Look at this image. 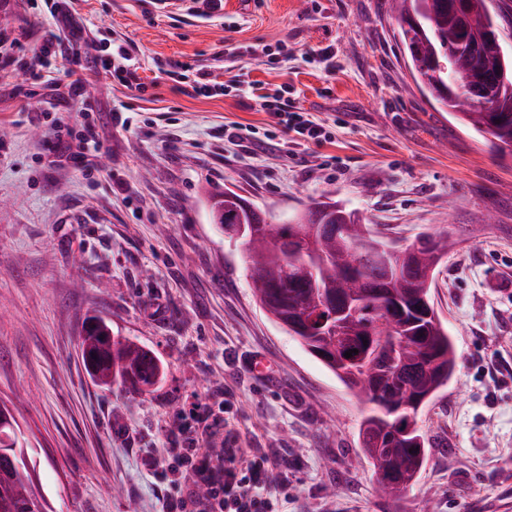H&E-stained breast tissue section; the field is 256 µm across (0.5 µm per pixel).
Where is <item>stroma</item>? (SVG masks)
Returning a JSON list of instances; mask_svg holds the SVG:
<instances>
[{"label":"stroma","mask_w":512,"mask_h":512,"mask_svg":"<svg viewBox=\"0 0 512 512\" xmlns=\"http://www.w3.org/2000/svg\"><path fill=\"white\" fill-rule=\"evenodd\" d=\"M75 8L99 46L71 52L93 73L85 93L49 112L44 86L0 69L27 103L0 100V399L23 398L14 415L53 512H166L176 492L148 457L175 447L170 424L195 398L211 407L200 447L287 455L279 512H512V152L414 85L387 0H223L219 21L166 17L158 0ZM31 27L56 33L46 0H0L1 31ZM118 35L140 50V89L102 67ZM228 40L286 41L287 66L254 62L251 78L288 85L330 139L287 144L247 97L190 95L165 76L176 59L231 79L218 60ZM327 45L331 72L309 57ZM233 122L273 147L225 145ZM88 123L99 132L92 180L51 135ZM226 186L280 223L330 191L384 241L443 229L457 239L433 288L457 377L422 414L431 448L401 498L378 494L360 455L363 404L257 305L241 248L203 197ZM88 315L160 359L150 391L91 380L78 345Z\"/></svg>","instance_id":"obj_1"}]
</instances>
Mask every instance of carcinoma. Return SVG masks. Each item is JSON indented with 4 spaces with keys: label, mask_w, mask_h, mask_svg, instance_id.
<instances>
[{
    "label": "carcinoma",
    "mask_w": 512,
    "mask_h": 512,
    "mask_svg": "<svg viewBox=\"0 0 512 512\" xmlns=\"http://www.w3.org/2000/svg\"><path fill=\"white\" fill-rule=\"evenodd\" d=\"M398 5L399 41L407 65L420 90L438 91L448 87L468 92L467 69L483 64L487 70L506 73L507 82L497 85L501 111L491 112L481 102L466 111L439 100L444 112L473 129L492 148L512 150V55L504 53L499 39L489 37L498 29L487 0H466L464 15L448 6V0H389ZM479 47L482 58L471 56V46ZM334 207L338 216L319 219L318 208ZM347 212L333 199L319 201L302 211V218L322 224L341 223ZM377 241L370 226L357 217L344 235H326L321 242L323 265L308 256L276 251L264 238L242 240L243 256L256 301L274 322L284 328L312 356L350 389L367 410L359 425L361 453L374 469L375 479H386L405 487L412 485L427 458V431L420 411L454 377L458 355L454 336L431 301L435 274L448 256L452 235L440 231L409 245H398L389 259V269L367 265L362 275L367 295L359 298L358 322L371 324L389 305L401 309V320L411 336L402 347L404 368L397 371L382 360L377 364L379 392L367 391L361 372L352 370L348 360H358L364 351L362 336L336 348L333 339L320 335L319 306L336 309L346 297L342 282L348 274L350 250L367 240ZM83 362L104 386L115 382L150 388L160 375L156 357L134 341L112 335L110 326L91 317L82 325L79 343ZM358 350L351 357L345 352ZM413 414L406 429L394 426L391 410ZM0 512H48L44 496L35 491L27 469H19L26 454L19 443L17 428L0 425Z\"/></svg>",
    "instance_id": "1"
}]
</instances>
